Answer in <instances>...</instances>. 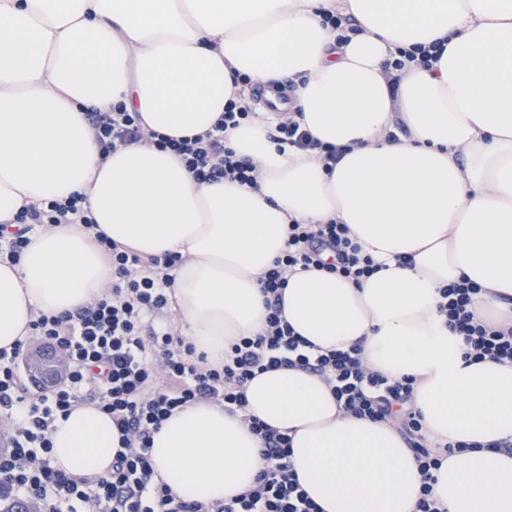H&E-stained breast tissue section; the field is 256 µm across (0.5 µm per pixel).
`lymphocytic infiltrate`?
Masks as SVG:
<instances>
[{"label":"lymphocytic infiltrate","mask_w":512,"mask_h":512,"mask_svg":"<svg viewBox=\"0 0 512 512\" xmlns=\"http://www.w3.org/2000/svg\"><path fill=\"white\" fill-rule=\"evenodd\" d=\"M251 112L249 103L229 101L212 130L181 139L145 131L139 114L121 104L107 112L85 108L84 118L101 156L142 142L174 152L197 179L252 185L253 164L224 147L225 130L238 127ZM273 138L320 151L332 162L343 156L341 148L321 145L291 118L278 121ZM57 224H82L93 234L110 258L112 287L75 311L42 313L32 321V338L68 358L61 384L32 393L19 371L25 343L0 351V418L11 426L10 446L0 452V502L32 501L38 512H320L290 467V437L256 417L248 423L261 443L263 467L254 485L230 500L208 504L180 499L155 478L149 455L154 434L174 411L205 401L231 413L245 412V387L256 374L299 368L321 376L346 413L397 420L424 479L418 512H443L432 495L433 472L440 469L443 455L464 453L466 443L449 442L444 453L434 451L423 434V416L412 405L413 379L369 369L357 344L309 352L307 340L296 336L284 316L283 290L290 273L321 266L358 284L380 271L348 225H287L285 252L259 279L267 308L262 332L236 338L225 347L223 363L211 365L165 320L172 273L181 265V255L144 256L112 241L81 194L26 206L12 222L0 224V261L18 263L31 233ZM479 291L465 279L450 283L441 290L439 309L449 328L464 338L471 357L512 363V327L475 319L470 310ZM84 404L104 410L118 431L119 447L103 475L71 473L50 460L53 423Z\"/></svg>","instance_id":"1"}]
</instances>
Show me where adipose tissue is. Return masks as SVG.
I'll return each instance as SVG.
<instances>
[{"label":"adipose tissue","instance_id":"obj_1","mask_svg":"<svg viewBox=\"0 0 512 512\" xmlns=\"http://www.w3.org/2000/svg\"><path fill=\"white\" fill-rule=\"evenodd\" d=\"M348 19L347 40L324 27ZM447 45L433 69L388 70L397 49ZM291 81L294 118L319 151L273 139L258 112L224 144L259 169L257 187L203 182L172 153L136 143L101 158L83 109L124 103L174 137L212 129L234 81ZM85 195L112 240L184 261L170 287L180 329L208 361L259 333V278L287 225H348L381 270L361 283L315 269L289 276L284 314L321 351L361 344L372 368L414 379L413 405L444 459L433 495L448 512H512V364L467 357L438 311L440 290L481 287L477 318L512 325V0H0V222L22 206ZM112 266L93 235L59 224L0 262V349L36 313L98 296ZM245 414L198 402L153 436L155 470L184 500L220 503L263 464L252 415L291 438L290 462L322 512H417L414 454L388 422L344 413L296 368L246 385ZM51 462L105 474L118 447L110 415L73 409L50 433Z\"/></svg>","mask_w":512,"mask_h":512}]
</instances>
